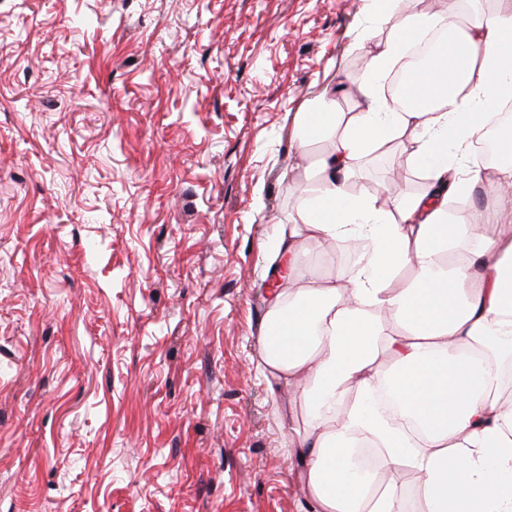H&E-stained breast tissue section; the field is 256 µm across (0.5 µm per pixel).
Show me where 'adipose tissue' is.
Listing matches in <instances>:
<instances>
[{"instance_id":"1","label":"adipose tissue","mask_w":512,"mask_h":512,"mask_svg":"<svg viewBox=\"0 0 512 512\" xmlns=\"http://www.w3.org/2000/svg\"><path fill=\"white\" fill-rule=\"evenodd\" d=\"M372 2L395 32L358 85L366 111L335 129L327 90L300 124L298 150L322 133L332 145L297 195L300 223L280 226L267 247L270 263L288 272L259 325L265 375L272 390L301 389L308 425L293 448L314 512H406L403 471L418 477L420 512H512V208L485 213L501 231L480 238L462 263L453 251L474 227L448 220L449 159L468 155L512 92V9L464 22L452 7L409 13L404 0ZM431 28L450 36L409 80L419 106L379 98L387 67ZM396 131L412 135L404 165L423 173L428 190L389 210L351 183L371 144ZM311 242L354 244V260L327 282L302 274ZM407 265L411 282L391 287ZM385 314L397 332H383ZM387 385L420 433L375 406ZM360 437L380 449L391 475L372 490L352 478L349 450Z\"/></svg>"}]
</instances>
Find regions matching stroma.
<instances>
[{
    "label": "stroma",
    "instance_id": "35a3bbf8",
    "mask_svg": "<svg viewBox=\"0 0 512 512\" xmlns=\"http://www.w3.org/2000/svg\"><path fill=\"white\" fill-rule=\"evenodd\" d=\"M391 34L368 0H0V512H311L266 243L328 148L301 113L363 111ZM414 148L360 187L409 194Z\"/></svg>",
    "mask_w": 512,
    "mask_h": 512
}]
</instances>
